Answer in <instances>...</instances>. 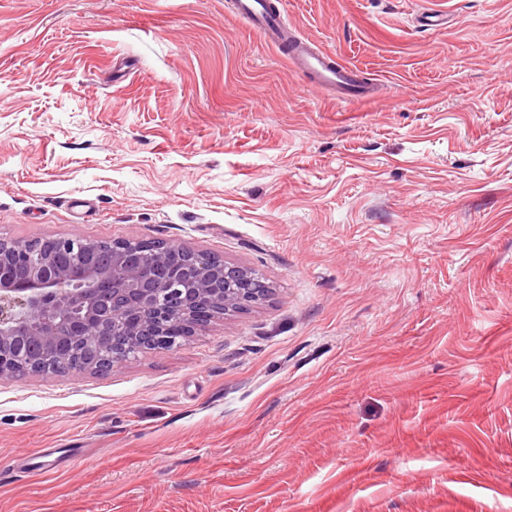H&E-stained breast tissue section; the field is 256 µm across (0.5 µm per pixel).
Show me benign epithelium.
<instances>
[{"instance_id":"1","label":"benign epithelium","mask_w":512,"mask_h":512,"mask_svg":"<svg viewBox=\"0 0 512 512\" xmlns=\"http://www.w3.org/2000/svg\"><path fill=\"white\" fill-rule=\"evenodd\" d=\"M41 241L0 239V378L16 375L15 362L31 336L38 337L42 349L29 358L28 374L65 380L93 364L65 371L58 364L105 345L114 335L128 337L132 346L143 334L174 344L177 337L168 335L174 318L181 322L182 335H192L198 326L192 305L199 293L210 294L219 310L252 304L244 291L249 270L219 258L199 266L194 287L186 288L162 267V254L147 256L130 239L114 241L112 266L106 268L94 261L93 242L57 238L58 252L70 254L63 263L44 252ZM20 258L29 269L22 284L10 273Z\"/></svg>"}]
</instances>
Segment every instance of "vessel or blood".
Instances as JSON below:
<instances>
[{"mask_svg":"<svg viewBox=\"0 0 512 512\" xmlns=\"http://www.w3.org/2000/svg\"><path fill=\"white\" fill-rule=\"evenodd\" d=\"M237 12L270 43L287 45L291 63L301 72L313 75L320 88L345 97L357 93L359 86L352 69L336 65L328 56L314 50L308 40L289 31L283 16L267 12L264 0H237Z\"/></svg>","mask_w":512,"mask_h":512,"instance_id":"vessel-or-blood-1","label":"vessel or blood"}]
</instances>
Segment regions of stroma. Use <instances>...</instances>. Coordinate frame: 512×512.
<instances>
[{
  "label": "stroma",
  "mask_w": 512,
  "mask_h": 512,
  "mask_svg": "<svg viewBox=\"0 0 512 512\" xmlns=\"http://www.w3.org/2000/svg\"><path fill=\"white\" fill-rule=\"evenodd\" d=\"M0 0V238L166 241L269 296L0 380V512H512V0ZM265 0H237V12L248 19L274 45L288 43L291 63L301 72L315 77L316 84L326 90L337 91L343 97L353 96L359 90L352 69L336 65L325 54L314 50L308 40L288 31L282 14L267 12Z\"/></svg>",
  "instance_id": "1"
}]
</instances>
